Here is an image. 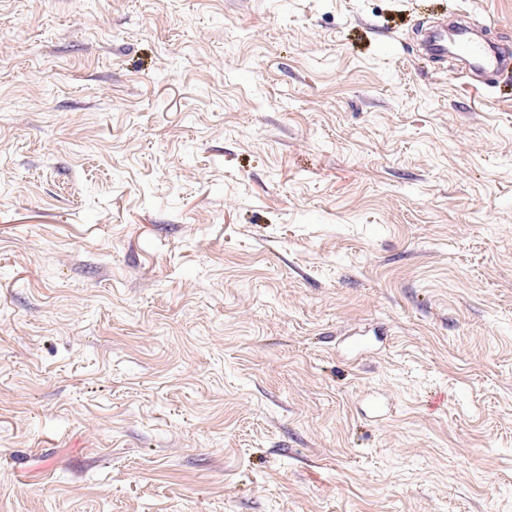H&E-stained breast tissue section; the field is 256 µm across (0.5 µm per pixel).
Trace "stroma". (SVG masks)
Wrapping results in <instances>:
<instances>
[{
    "instance_id": "35a3bbf8",
    "label": "stroma",
    "mask_w": 512,
    "mask_h": 512,
    "mask_svg": "<svg viewBox=\"0 0 512 512\" xmlns=\"http://www.w3.org/2000/svg\"><path fill=\"white\" fill-rule=\"evenodd\" d=\"M512 0H0V512H512ZM424 54L435 60H447L448 53L457 55L474 77L481 71H496L512 66V54L493 48L487 41L472 36V28L454 23L430 30L423 40Z\"/></svg>"
}]
</instances>
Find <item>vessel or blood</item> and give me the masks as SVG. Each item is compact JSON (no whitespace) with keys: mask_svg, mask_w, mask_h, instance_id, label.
<instances>
[{"mask_svg":"<svg viewBox=\"0 0 512 512\" xmlns=\"http://www.w3.org/2000/svg\"><path fill=\"white\" fill-rule=\"evenodd\" d=\"M423 50L426 56L438 61L457 55L473 75L512 66V54L500 52L487 41L473 37L471 27L462 22L430 30L423 40Z\"/></svg>","mask_w":512,"mask_h":512,"instance_id":"b4317fda","label":"vessel or blood"}]
</instances>
